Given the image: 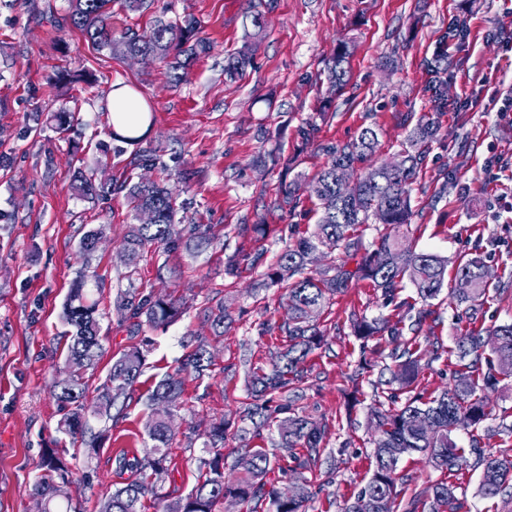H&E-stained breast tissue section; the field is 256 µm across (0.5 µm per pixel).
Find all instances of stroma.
I'll list each match as a JSON object with an SVG mask.
<instances>
[{
  "mask_svg": "<svg viewBox=\"0 0 512 512\" xmlns=\"http://www.w3.org/2000/svg\"><path fill=\"white\" fill-rule=\"evenodd\" d=\"M68 0H0V512H32L37 465L53 450L69 468L66 490L77 512H98L108 488L131 480L116 473L120 452L145 454L152 442L145 432V399L155 384L173 372L196 336L211 329L200 308L223 301L231 321L213 343V361L204 379L186 378L182 407L171 419L174 470L143 500L141 512H157V497L186 496L198 482L196 462L184 446L194 431L215 419L229 423L224 465L232 467L238 449L282 453L277 433L254 434L241 418L247 401L244 359L272 367L282 340L259 335L261 322L283 320L282 288L266 286L260 270L242 262L236 275L224 272L232 257L264 249L275 262L285 244L317 224V202L300 194L296 205L271 210L282 186L308 182L327 164L326 147H343L362 128L376 129L374 164L389 162L419 118L435 121L438 134L412 185L414 216L406 243L415 250L456 258L482 252L493 281L477 314L466 313L443 287L432 300V316L420 335L423 354L415 388L434 396L454 381L448 349L455 336L476 327L512 322V170L489 179V160L512 157V121L499 117L512 94V0H152L144 13L115 11L112 33L149 27L154 20L196 18L211 49L187 78L171 85L163 63L131 60L89 48L66 23ZM262 14V40L246 75L224 79V56L236 51L251 15ZM468 29L465 40L451 37L456 23ZM349 43V81L331 90L324 72L339 43ZM456 60L448 75L453 106L439 111L429 89L428 61L440 46ZM135 85L142 105L152 107L156 123L150 145L165 169L139 168L135 174L167 179L186 205L193 223L205 224L213 246L196 259L171 254L172 274L155 277V255L143 263L140 285L181 298L188 310L166 327L128 332L113 301L127 289L120 243L132 218L123 197L88 199L74 189L83 170L96 179L119 174L135 148L117 145L110 135L109 98L114 85ZM76 112L78 123L59 131L53 113ZM265 167H254L258 154ZM106 234L90 260L79 243L90 228ZM243 224H268L263 240L240 232ZM87 271L88 286L100 298L104 355L87 371L83 400L92 430L97 386L119 351L145 345L146 360L126 416L112 426L97 455L72 440L59 426L70 405L57 401L49 386L65 368L69 328L63 304ZM422 303L412 285L385 304L369 282H354L331 301L318 320L325 337L309 355L300 385L301 405L326 423L325 465L308 476L306 512H339L372 474L370 420L375 403L401 408L406 395L397 386L375 390L379 371L390 362L388 339L358 340L350 313L390 321L415 315ZM438 353H431L432 340ZM368 370L356 375L358 363ZM489 416L481 426L460 428L451 437L470 448L480 439L485 452L512 448V381L488 392ZM398 473L403 499L430 502L431 487L452 484L468 512H512V494L487 499L479 493L474 456L459 467L441 470L419 454L404 456Z\"/></svg>",
  "mask_w": 512,
  "mask_h": 512,
  "instance_id": "stroma-1",
  "label": "stroma"
}]
</instances>
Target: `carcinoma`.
<instances>
[{
  "label": "carcinoma",
  "mask_w": 512,
  "mask_h": 512,
  "mask_svg": "<svg viewBox=\"0 0 512 512\" xmlns=\"http://www.w3.org/2000/svg\"><path fill=\"white\" fill-rule=\"evenodd\" d=\"M70 11L66 21L78 29L92 49L109 51L126 56L131 53L151 54L166 66L172 84H178L191 64L210 50L209 42L199 36L198 22L189 17L179 23L157 22L150 29L139 32L126 29L121 39L112 36V8L119 6L128 12L146 11L149 0H69ZM254 32L234 54L224 60V77L230 81L245 76L252 64V55L263 31L262 15L251 19ZM349 59L347 46H341L326 64L330 87L339 90L348 81L346 64ZM432 74V90L439 103L448 105V50L440 49L428 63ZM437 133L435 123L421 119L407 135V142L398 154V165L388 163L371 165L354 178L353 184L342 188L336 184V170L356 166L371 157L378 147L376 131L363 128L357 138L338 149L326 148L329 163L305 184H291L282 190V197L274 207L282 209L296 203L299 193H308L321 205V216L314 230L289 243L278 256L276 263L266 267L264 275L270 283H288L283 304L288 318L281 322L266 320L261 323L262 333L280 332L288 342L278 363L266 371L251 364L248 369V402L242 418L260 431L276 422L281 448L277 459L261 448H243L235 458L236 476L224 474V421L211 423L204 433V455L197 457L201 481L184 497L168 501L163 512H220L224 496L232 495L249 512H303L308 492L297 500L276 488L271 474L288 473L286 462L295 463L293 470L313 471L321 465V444L325 427L296 407L299 396L289 394V386L305 379V359L321 345L322 331L313 320V314L331 298L343 294L352 282L368 280L380 290L386 302L393 301L398 289L410 283L422 301L412 326L419 328L432 315L430 301L439 296L448 273V263L455 265L457 287L451 295L457 304L468 310L482 305L489 288L483 276L485 262L481 254L471 253L452 261L433 253L417 251L403 244V227L411 223V185L417 178L427 156L430 144ZM158 157L150 148L139 151L128 163L129 169L153 167ZM75 189L87 198L103 194L123 195L131 215L145 207L156 214L152 224L128 225L121 250L126 254L123 278L130 288L117 293L115 308L123 321L129 323L130 333L140 332L142 323L164 326L177 320L185 310V303L170 294L146 292L134 287L141 279L140 262L148 251L183 252L195 258L212 244L213 238L203 224H182L180 231L171 227L181 224L177 218V196L157 181L133 180L132 174L121 179L98 181L94 175L83 172L75 176ZM375 218L384 225L385 233L371 251L363 250L357 235V226ZM104 227L88 230L80 241L81 253L89 257L95 251L94 240L103 237ZM326 248L341 250L347 257L358 258L354 268L346 261L336 262L317 270L313 268L316 252ZM86 275L79 276L71 288L63 308V319L72 328L66 362L72 364L73 373L66 383L54 382L57 399L62 403H77L84 397V371L96 366L102 345L100 342V301L92 298L85 289ZM215 335H224V322L228 314L224 302L204 309ZM355 336L369 339L382 333L395 344L390 352L394 369L390 378L378 379L376 386L398 383L409 388L415 383L419 359L415 356L412 339L403 336L398 324L387 318H367L354 314L351 317ZM495 336L497 343L490 347L487 337ZM210 343L196 337L194 349L174 372L166 374L148 395L145 405L150 410L147 434L154 442V455L139 457L125 452L115 456L116 468L131 471L136 480L117 487L100 501L99 512H140L142 498L155 491L157 483L171 474L169 448L175 434L169 421L173 412L181 408L184 379L182 374L194 373L200 378L212 365ZM452 353L457 358L459 370L452 387L424 401L419 395L406 399L396 411L375 408L371 419L376 423L379 437L373 448L374 469L371 477L356 495L344 501L342 512H418L420 500L412 499L406 506L398 502L396 475L402 457L422 453L435 467L451 469L463 460L464 450L458 448L450 433L459 427H476L487 419V398L480 391L490 388L499 379L512 378V323L503 324L483 333L469 331L456 338ZM145 353L142 347L132 346L112 358V365L105 380L98 388L95 414L102 420L114 423L132 399ZM64 431L72 438H85L89 430L81 412L74 411L64 420ZM469 452L481 467L479 492L485 498L512 487V454L484 456L480 443L472 444ZM38 467L41 475L34 487V495L42 501L43 512H70L62 498L65 465L53 455H45ZM435 512H466L464 503L456 496L454 487L439 482L432 486Z\"/></svg>",
  "instance_id": "obj_1"
}]
</instances>
